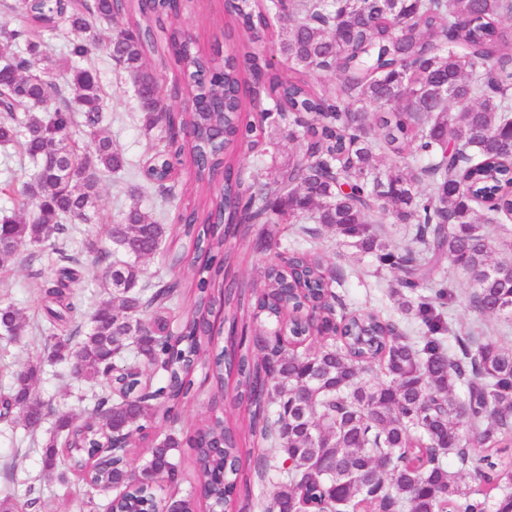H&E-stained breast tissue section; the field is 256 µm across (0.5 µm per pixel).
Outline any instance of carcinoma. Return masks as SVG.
<instances>
[{
	"instance_id": "cac0c4a2",
	"label": "carcinoma",
	"mask_w": 512,
	"mask_h": 512,
	"mask_svg": "<svg viewBox=\"0 0 512 512\" xmlns=\"http://www.w3.org/2000/svg\"><path fill=\"white\" fill-rule=\"evenodd\" d=\"M0 10L20 16L17 25L0 24V39L16 47L0 66V143H18L35 168L20 191L23 215L1 220L0 236L12 242L11 256L20 245H48L57 255L38 332L52 357L78 361L76 378L102 387L92 421L56 420L43 453L47 476L68 483L104 433L144 439L175 422L171 411L194 397L189 370L199 366L218 387L236 375L245 425L209 417L186 439L158 436L140 465L99 467L79 479L86 492L110 479L126 490L119 508L147 512L164 476L180 477L175 451L190 444L209 461L198 480L209 488L211 510L229 492L251 495L254 473V484L272 488L267 512H303L312 499L322 512H512V347L470 336L452 345L438 311L454 298L442 274L447 260L469 276L473 309L512 320V255L492 259L489 230L512 215V27L504 26L512 0H268L263 9L230 0L228 25L247 35L241 51L248 74L273 96L277 113L269 122L260 112L256 124L241 117L243 71L227 57L217 74L192 51L168 24L177 16L173 0H0ZM269 15L290 25L271 48L288 61L286 72L254 48ZM95 16L126 19L105 48L130 76L146 130L162 133L157 166L141 172L149 190L174 197V165L190 155L205 196L181 214L179 235L202 262L178 322L169 308L183 294L181 281L146 282L141 267L172 228L132 203L110 229L107 297L74 344L68 324L79 271L69 224L91 221L101 174L126 168L112 139L99 134L104 95L97 73L83 65L99 47ZM62 24L79 34L68 46L66 83L35 81L34 57L45 59L48 73L58 68L42 35ZM159 37L190 75L186 91L224 110L206 118L165 110L160 78L145 65ZM325 72L336 74L332 94L312 84ZM51 98L45 116L29 114V105ZM266 125L274 128L268 137ZM76 128L91 138L87 154L72 139ZM183 129L191 139L179 137ZM277 134L297 142L295 157L265 175L242 176L236 150L266 155ZM386 149L415 158L416 169L380 172L374 155ZM480 204L487 207L483 224L476 222ZM379 214L414 225L409 242L393 244L375 225ZM239 217L263 225L260 251L270 253L263 288L250 295L238 286L225 247ZM318 224L397 272L401 310L419 317L426 335L416 340L373 310H349L321 248L280 247L289 231L317 237ZM215 288L228 326L250 314L262 326L253 342L211 358ZM1 323L16 335L22 314L1 307ZM310 331L320 346L302 350ZM283 333L286 347L279 345ZM40 371L32 364L15 374L0 398L1 417L13 413L17 396L29 427L41 425L45 405L33 394ZM244 431L270 444L253 473L239 456ZM472 447L484 455L475 457Z\"/></svg>"
}]
</instances>
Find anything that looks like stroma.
Listing matches in <instances>:
<instances>
[{"label": "stroma", "instance_id": "1", "mask_svg": "<svg viewBox=\"0 0 512 512\" xmlns=\"http://www.w3.org/2000/svg\"><path fill=\"white\" fill-rule=\"evenodd\" d=\"M226 21L222 0H192L176 23L192 35L194 50L209 55L217 49L226 56L236 50L239 41L238 33L231 30ZM94 61L108 115L103 130L131 167H141L147 159V139L133 85L105 50H96ZM176 183V196L168 201L141 191L139 204L142 211L162 223L177 224L179 214L198 203L202 193L194 182L191 164H184L179 169ZM133 184L128 171L104 176L94 219L73 227L75 243L72 250L80 261V281L76 288L80 307L74 315L76 325H85L88 314L106 295L101 266L95 258L97 252L110 250V226L129 205L127 189ZM260 232V226L255 225L230 241L237 281L240 287L248 290L261 286L266 255L255 249ZM321 241L327 262L335 266L342 280L338 292L348 307L379 311L399 322L406 333L421 334L424 329L421 321L403 315L397 308V297L393 292L394 270L379 267L371 256L338 244L330 231H323ZM55 267L56 256L47 247L23 246L15 255L0 261V306L13 305L21 311L25 322L21 335L0 333V394L9 390L15 372L37 362L41 372L34 391L51 407L50 415L33 433L19 416L0 420V501L8 499L23 503L28 488L33 487L40 495L41 512H107L108 495L87 498L80 485H60L45 477L42 470V450L54 430L56 418L66 415L77 424L89 420L92 396L98 391L96 385L75 378L70 362L52 358L36 331L43 320L36 281L50 279ZM444 273L454 298L444 308L443 318L449 323L453 335L465 337L479 328L484 337L512 346V322L474 311L468 302L470 287L464 277L449 266L445 267Z\"/></svg>", "mask_w": 512, "mask_h": 512}]
</instances>
